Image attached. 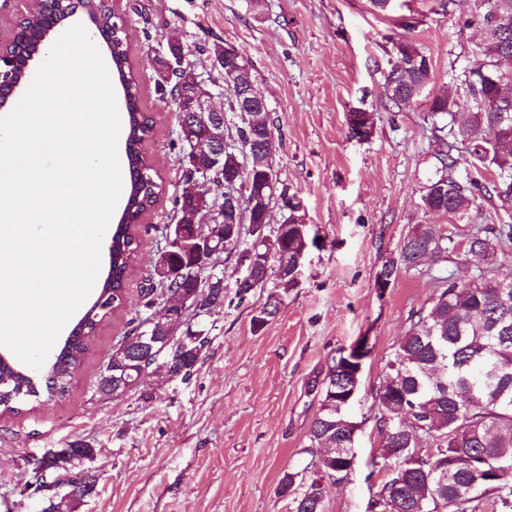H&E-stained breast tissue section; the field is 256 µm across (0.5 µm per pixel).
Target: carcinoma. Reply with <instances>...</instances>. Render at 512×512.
<instances>
[{
  "label": "carcinoma",
  "instance_id": "obj_1",
  "mask_svg": "<svg viewBox=\"0 0 512 512\" xmlns=\"http://www.w3.org/2000/svg\"><path fill=\"white\" fill-rule=\"evenodd\" d=\"M473 17L484 29L495 30L504 21L512 25V0H480ZM92 19L112 45V75L125 99L131 173L126 204L119 223L112 225L109 268L98 295L46 365L44 385L36 387L25 368L8 360L0 362V411L5 413L17 412L22 404L61 400L69 392L73 373L83 363L100 322L125 299L127 272L139 256V222L161 194L143 149L153 126L144 114L139 86L130 72L129 34L109 9L99 10ZM53 21L52 16H35L14 35L8 50L12 76L23 75ZM394 49L397 62L386 75V97L388 110L397 114L417 103L433 82L434 70L429 57L411 43L399 41ZM458 78L467 103L442 96L433 98L429 107L446 123L438 128L442 132L435 153L439 167L428 180L435 191H426L422 202L427 211L467 222L474 214L484 215L483 204H488L498 223L478 224L466 234L469 251L487 253L512 242V99L500 97L501 86L512 83V32L504 38L494 34L486 38ZM157 86L160 97L170 98L175 111H180L177 73L158 78ZM224 110L229 116L224 124L229 140L224 164L245 170L248 177L257 158L247 154V147L259 132L249 117L234 121L235 114L246 108L232 90L225 97ZM463 162L472 169L464 181L458 177ZM492 170L497 179L489 181L484 173ZM190 181V172L183 171L181 192L172 202L170 228L176 231L188 204ZM220 196L224 202L234 199L240 206L251 200L240 183L225 186ZM284 205L288 223L279 226L278 242L280 251L288 254L286 268L280 263L272 265L268 251L255 248L258 234L254 225H224L220 236L224 254L237 255V264L244 267L229 303L242 304L256 290L266 288L272 276L276 287L285 293L297 287L301 269L295 258L317 245V237L311 235L309 226L298 224L299 204L286 198ZM454 250L451 236L438 233L431 224H417L401 241L397 256L383 263L381 271L396 275ZM186 261H191L190 248L176 236L168 262L182 265ZM210 275L212 271L204 269L179 280L153 275L151 288L144 291L142 299L144 315L131 320V329L113 345L97 378L96 392L113 395L136 386L142 373L154 364L146 354L151 342L167 355L175 379L186 382L192 377L210 343L207 318L212 308L205 293L213 288L199 286V280ZM443 283L431 306L412 315L375 394L382 441L371 464L375 470L388 471L389 477L371 503L372 512H481L488 505L494 512H512V267L504 271L499 267L479 269L467 281L448 278ZM174 296L188 300L183 330L167 334L160 329L146 341L140 330L152 322V309ZM281 302L279 293H269L252 318L253 328L259 330L271 321ZM347 357L348 353L340 352L323 377L312 380L320 400L309 428V444L302 450L305 459L283 471L276 489L288 512H324L320 483L349 474V459L355 454L346 428L350 422L345 396L349 380L342 368ZM429 440L437 441V448L423 455L419 443ZM97 453L88 442L74 440L65 448L48 451L40 464L75 471L84 486L92 487L96 479L89 468Z\"/></svg>",
  "mask_w": 512,
  "mask_h": 512
}]
</instances>
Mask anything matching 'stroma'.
<instances>
[{"label": "stroma", "mask_w": 512, "mask_h": 512, "mask_svg": "<svg viewBox=\"0 0 512 512\" xmlns=\"http://www.w3.org/2000/svg\"><path fill=\"white\" fill-rule=\"evenodd\" d=\"M112 5L131 36L130 66L153 122L145 149L163 193L140 222V257L128 271L125 302L101 322L69 393L0 416V512H43L46 494L26 488L28 460L74 440L99 450L97 485L76 512H287L276 487L308 444L319 406L309 383L364 337L371 352L349 407L358 425L355 464L345 480L327 485L324 512H368L388 478L371 466L381 445L374 396L411 313L429 305L442 277L460 281L497 262L467 253L468 224L422 204L437 148L429 104L440 95L465 98L455 74L482 41L480 25L464 21L474 0L444 15L432 13V0H396L385 13L373 12L369 0ZM411 14L423 23L408 32L401 22ZM401 39L426 53L436 78L417 105L394 114L386 108L385 75ZM174 44L206 80L219 75L208 55L215 46L234 47L251 63L279 143L272 159L279 185L300 202L318 244L305 257L298 286L262 330H253L251 319L265 293L217 307L208 320L210 344L188 382L154 367L135 389L102 396L96 377L149 286L151 261L165 244L181 190L182 154L172 145L176 114L155 91ZM357 110L369 115L364 138L350 129ZM416 224L453 232L455 253L400 272L378 291L382 264Z\"/></svg>", "instance_id": "obj_1"}]
</instances>
